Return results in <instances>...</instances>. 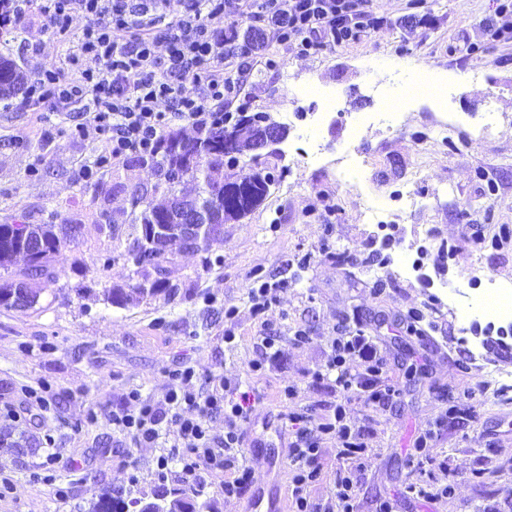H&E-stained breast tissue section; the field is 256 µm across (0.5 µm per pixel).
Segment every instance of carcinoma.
<instances>
[{"instance_id": "1", "label": "carcinoma", "mask_w": 512, "mask_h": 512, "mask_svg": "<svg viewBox=\"0 0 512 512\" xmlns=\"http://www.w3.org/2000/svg\"><path fill=\"white\" fill-rule=\"evenodd\" d=\"M24 84L25 75L18 65L11 58L0 55V101L4 102V106L10 105ZM264 120L265 116L260 113L244 114L232 125L212 128L192 139L174 134L162 135L158 154L145 159L144 163L162 177L161 186L168 200L163 205H155L140 195L138 187H130L132 206L137 210L133 224V243L140 242L143 227L158 224L165 219L172 207L173 197L180 194L193 196L200 206L210 212L214 223L221 225L239 221L259 206L268 195L275 178L256 172L247 179H239L233 172V166H224V136L233 134L239 152H246L254 146ZM190 157L197 159V167L182 180L170 179L169 173L175 168L185 167V161ZM78 233L79 226L76 224L69 225L63 235L56 232L54 224H0V269L9 270L23 253L22 239L41 243L35 261H26V266L18 274L0 280V307H13L9 302L13 288L28 279L55 282L59 276L58 257ZM174 244L184 246L177 236L165 234L154 238L149 245L150 252L158 258L155 274L162 277L163 287H149V271L137 268L135 274L140 279L127 290H107L106 301L119 307L129 301L153 298L167 292L173 264L170 247ZM200 496L201 491L195 488L164 487L137 496L129 494L123 498V503L127 512H201L206 504L198 501ZM112 499L114 490L107 489L98 500L89 504L86 512H115Z\"/></svg>"}]
</instances>
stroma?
Wrapping results in <instances>:
<instances>
[{
	"label": "stroma",
	"mask_w": 512,
	"mask_h": 512,
	"mask_svg": "<svg viewBox=\"0 0 512 512\" xmlns=\"http://www.w3.org/2000/svg\"><path fill=\"white\" fill-rule=\"evenodd\" d=\"M383 25L360 42L328 46L303 56L296 44L263 47L274 69H259L243 86L250 111L281 124L290 112L293 86L336 93V107L317 132L323 162L265 153L241 156L236 171L282 172L266 199L245 218L226 224L206 253L173 257L171 293L123 307L107 303L105 289L136 279L123 256L132 239L131 199L125 185L141 186L153 202L158 178L130 161L112 164L85 182L82 166L101 143L71 133L69 115L52 102L24 97L0 106V224H76L80 232L62 255L58 280L40 285L31 309L0 308V407L26 418L23 428L0 418V512H85L103 489L157 483V461L178 440L169 427L155 443L132 444L113 432V411L128 407L140 390L163 399L170 372L193 368L196 391L219 390L224 379L245 378L261 337L283 350L275 369L245 379L258 399L245 428L248 454H263L253 490L290 501L276 463L288 458L290 437L281 416L290 411L324 414L336 391L313 383L339 325L374 337L401 395L389 411L357 405L356 421L369 429L378 451L375 469L362 477L359 512H379L397 500V512H512V387L495 391L490 372L512 374V334L476 330V318L449 303L439 285L482 271L512 283V38L490 41L487 22L512 25L497 0H374ZM71 42L57 40L39 13L0 29V53L27 74L63 60ZM411 58L441 76L453 96L447 108L426 99L401 113L399 130L370 122L377 90L393 91L398 76L389 61ZM465 73V82L455 79ZM358 153L365 170L336 174L341 152ZM412 182L420 206H392L391 197ZM385 211L399 245L426 246L421 276L397 274L387 264L378 279L364 274L374 250L368 205ZM498 247H491V239ZM454 258H447L448 246ZM309 265H300L302 256ZM262 276L278 287L264 318L251 313L249 282ZM237 308L233 347L224 345V306ZM299 327L314 339L290 341ZM298 395L282 399L284 386ZM36 389L43 404L27 398ZM460 405L446 419L449 402ZM96 411L97 422L87 420ZM440 423L434 452L456 474L455 494L425 503L400 498L421 480L405 454L421 424ZM54 439L47 447L46 439ZM225 473L199 471L193 485L205 512H246L245 499L224 497Z\"/></svg>",
	"instance_id": "1"
}]
</instances>
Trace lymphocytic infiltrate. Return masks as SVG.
I'll list each match as a JSON object with an SVG mask.
<instances>
[{
  "instance_id": "1",
  "label": "lymphocytic infiltrate",
  "mask_w": 512,
  "mask_h": 512,
  "mask_svg": "<svg viewBox=\"0 0 512 512\" xmlns=\"http://www.w3.org/2000/svg\"><path fill=\"white\" fill-rule=\"evenodd\" d=\"M43 16L54 35L76 45L63 62L42 70L28 96L52 97L61 111L77 113L75 135L94 137L103 145L99 166L130 156L156 155L158 141L174 122L196 131L233 120L229 106L239 87L253 75L256 47L243 43L239 27L258 24L265 43H297L302 53L329 45L354 43L378 29L383 20L373 0H0V25H11L30 11ZM231 24H223L225 11ZM173 22L158 29L159 19ZM87 18L79 37H72L74 16ZM165 57H158L157 46ZM196 374L186 367L169 376L163 400L130 392L137 411L112 414L115 432L135 442L158 441L163 424L174 425L179 440L158 472L176 461L186 480L204 468L227 471L224 496L241 497L251 483L253 463L244 450L251 398L238 380L224 382L220 394L201 396L193 389ZM316 382L333 386L338 396L328 414L284 415L293 439L285 472L294 512H357L362 474L378 454L365 442L366 428L352 417L356 403L388 409L400 392L389 379V367L373 337L363 329L337 328L326 359L312 373ZM224 412V439L208 430L214 410ZM336 446V477L327 498L312 489L322 473L321 445Z\"/></svg>"
}]
</instances>
